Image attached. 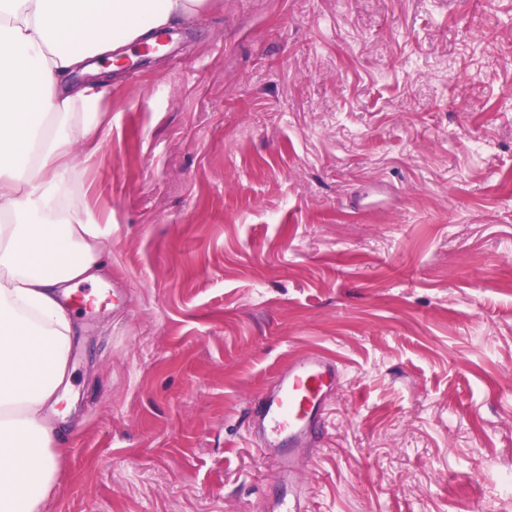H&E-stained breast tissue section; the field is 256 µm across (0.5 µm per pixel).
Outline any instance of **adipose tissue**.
<instances>
[{
	"label": "adipose tissue",
	"mask_w": 512,
	"mask_h": 512,
	"mask_svg": "<svg viewBox=\"0 0 512 512\" xmlns=\"http://www.w3.org/2000/svg\"><path fill=\"white\" fill-rule=\"evenodd\" d=\"M208 12L209 0H0V512H45L60 482L65 298L109 265L72 177L77 147L112 124V69L74 76Z\"/></svg>",
	"instance_id": "1"
}]
</instances>
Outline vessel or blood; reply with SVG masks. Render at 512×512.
I'll use <instances>...</instances> for the list:
<instances>
[{
	"mask_svg": "<svg viewBox=\"0 0 512 512\" xmlns=\"http://www.w3.org/2000/svg\"><path fill=\"white\" fill-rule=\"evenodd\" d=\"M391 195L390 186L379 183L372 193H352L348 205L353 210L366 211L386 204ZM341 378L342 368L336 358L315 349L277 369L270 386L258 397L252 434L278 471L271 496L272 512H306L298 462L308 449L315 447L327 403Z\"/></svg>",
	"mask_w": 512,
	"mask_h": 512,
	"instance_id": "b4317fda",
	"label": "vessel or blood"
}]
</instances>
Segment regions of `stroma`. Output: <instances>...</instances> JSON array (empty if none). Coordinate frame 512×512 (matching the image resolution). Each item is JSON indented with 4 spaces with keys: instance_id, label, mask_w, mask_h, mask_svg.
Listing matches in <instances>:
<instances>
[{
    "instance_id": "obj_1",
    "label": "stroma",
    "mask_w": 512,
    "mask_h": 512,
    "mask_svg": "<svg viewBox=\"0 0 512 512\" xmlns=\"http://www.w3.org/2000/svg\"><path fill=\"white\" fill-rule=\"evenodd\" d=\"M113 81L76 182L126 297L73 317L46 512H267L254 405L314 347L307 512L512 499V0H217ZM392 197V191L388 184L377 183L372 193H352L348 198V206L354 211H367L371 207L381 206Z\"/></svg>"
}]
</instances>
